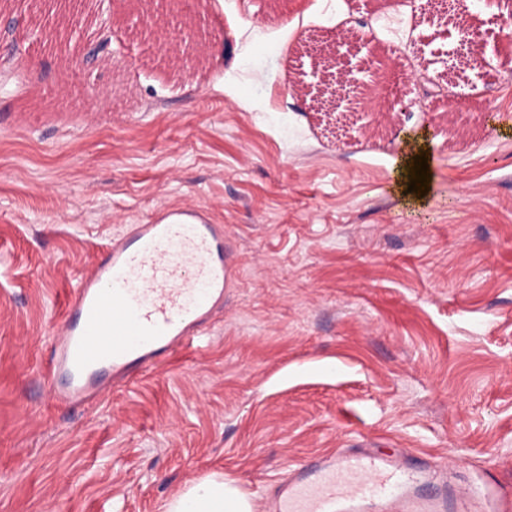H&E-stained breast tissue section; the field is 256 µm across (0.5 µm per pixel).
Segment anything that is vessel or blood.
<instances>
[{
    "label": "vessel or blood",
    "mask_w": 512,
    "mask_h": 512,
    "mask_svg": "<svg viewBox=\"0 0 512 512\" xmlns=\"http://www.w3.org/2000/svg\"><path fill=\"white\" fill-rule=\"evenodd\" d=\"M234 266L223 225L196 207H166L107 243L69 298L42 367L61 405L102 403L174 351L207 340ZM426 478L362 450L316 459L283 484L271 512H448L449 498H481L512 512V494L483 482L428 496Z\"/></svg>",
    "instance_id": "b4317fda"
}]
</instances>
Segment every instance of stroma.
Segmentation results:
<instances>
[{
	"mask_svg": "<svg viewBox=\"0 0 512 512\" xmlns=\"http://www.w3.org/2000/svg\"><path fill=\"white\" fill-rule=\"evenodd\" d=\"M16 0L0 49V512H164L214 473L255 512L319 456L351 448L493 474L512 492V52L502 0L463 12L479 61L446 63L451 18L379 0H200L184 43L126 0H86L85 31ZM111 53L80 88L82 35ZM405 47L418 102L310 108L304 51L338 31ZM460 91L435 101L427 79ZM430 143L421 205L396 191L406 137ZM195 206L240 275L204 350L186 348L100 407L52 402L50 332L124 225Z\"/></svg>",
	"mask_w": 512,
	"mask_h": 512,
	"instance_id": "1",
	"label": "stroma"
}]
</instances>
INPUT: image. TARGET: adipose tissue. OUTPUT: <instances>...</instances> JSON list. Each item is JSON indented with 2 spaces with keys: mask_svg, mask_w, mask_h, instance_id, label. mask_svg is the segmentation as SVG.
<instances>
[{
  "mask_svg": "<svg viewBox=\"0 0 512 512\" xmlns=\"http://www.w3.org/2000/svg\"><path fill=\"white\" fill-rule=\"evenodd\" d=\"M254 505L234 481L211 475L172 496L166 512H253Z\"/></svg>",
  "mask_w": 512,
  "mask_h": 512,
  "instance_id": "1",
  "label": "adipose tissue"
}]
</instances>
